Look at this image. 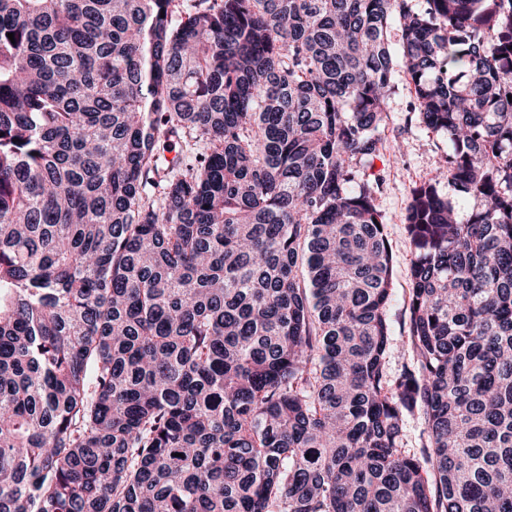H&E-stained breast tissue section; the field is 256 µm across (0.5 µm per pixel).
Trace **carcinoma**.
Wrapping results in <instances>:
<instances>
[{"instance_id": "carcinoma-1", "label": "carcinoma", "mask_w": 512, "mask_h": 512, "mask_svg": "<svg viewBox=\"0 0 512 512\" xmlns=\"http://www.w3.org/2000/svg\"><path fill=\"white\" fill-rule=\"evenodd\" d=\"M510 95L512 0H0V512H512ZM393 85L386 126L381 133L384 143L381 155L365 163L361 170L382 178L377 202L393 256L392 296L388 307L392 350L387 360L389 373L396 375L409 362L408 355L403 357L401 353L402 341L408 335L407 301L414 253L405 228V215L413 187L444 165L452 144L448 134L433 132L422 123L418 113H409L414 92L402 72L395 75ZM425 429V421L420 412L411 414L406 419V434L408 446L411 451H416L421 447L422 441L426 439V434L423 433Z\"/></svg>"}]
</instances>
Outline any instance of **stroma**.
<instances>
[{"label": "stroma", "instance_id": "1", "mask_svg": "<svg viewBox=\"0 0 512 512\" xmlns=\"http://www.w3.org/2000/svg\"><path fill=\"white\" fill-rule=\"evenodd\" d=\"M413 98V89L404 74H396L386 126L381 133L384 147L378 158L362 167L365 174L382 179L378 207L393 256L392 296L388 307L392 339L388 370L393 375L400 372L405 362L402 342L408 334V288L414 253L405 228V215L411 191L432 177L452 150L447 134L433 132L419 115L410 113Z\"/></svg>", "mask_w": 512, "mask_h": 512}]
</instances>
